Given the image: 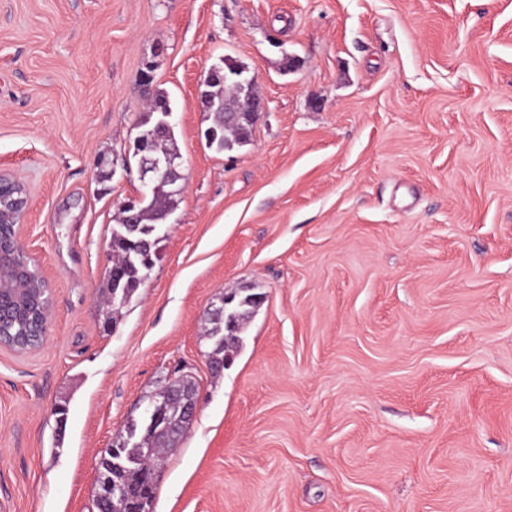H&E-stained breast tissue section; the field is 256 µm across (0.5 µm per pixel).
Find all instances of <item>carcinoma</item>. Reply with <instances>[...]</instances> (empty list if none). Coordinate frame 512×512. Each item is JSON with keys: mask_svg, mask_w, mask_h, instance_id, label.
<instances>
[{"mask_svg": "<svg viewBox=\"0 0 512 512\" xmlns=\"http://www.w3.org/2000/svg\"><path fill=\"white\" fill-rule=\"evenodd\" d=\"M204 97L218 105L226 101L234 102L246 95L255 94V84H235L231 81L217 80L206 84ZM171 109L168 95L158 89L150 98L149 115ZM212 128L216 136L210 145L219 151L231 150L235 145L244 144L251 136L253 126L244 118L233 122L229 113L214 109ZM142 133L149 136L151 152L157 157H165L178 152L173 132L159 135L154 124L144 123ZM179 186L166 181L155 185L151 201L142 204L133 212L121 211L118 224L112 228V274L104 284L107 319L124 304V300L114 296V292L128 290L134 294L137 288L150 275L151 267L145 256L153 254L156 248V231L161 214L169 211L176 197L180 196ZM227 305L224 314L208 316L207 336L212 340L210 355L211 370L218 374L227 367L230 353L240 342V333L244 324L256 308L254 295H242L235 291L225 294ZM197 392L195 383L188 377L177 378L174 385H166L152 405L162 408L165 420L164 433L152 425L148 418L130 419L125 425V435L112 444V448L100 461V477L119 485L123 497H113L96 501L98 512H130L128 503H139L138 512H150L156 493L155 464L164 444L175 445L188 421L184 415V397Z\"/></svg>", "mask_w": 512, "mask_h": 512, "instance_id": "cac0c4a2", "label": "carcinoma"}]
</instances>
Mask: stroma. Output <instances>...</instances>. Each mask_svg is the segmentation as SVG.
<instances>
[{"label":"stroma","instance_id":"1","mask_svg":"<svg viewBox=\"0 0 512 512\" xmlns=\"http://www.w3.org/2000/svg\"><path fill=\"white\" fill-rule=\"evenodd\" d=\"M225 58L266 113L219 152ZM147 71L186 189L112 326ZM0 173L51 298L39 348L0 347V512H96L180 375L153 512H512V0H0ZM239 289L264 302L216 375L207 312Z\"/></svg>","mask_w":512,"mask_h":512}]
</instances>
